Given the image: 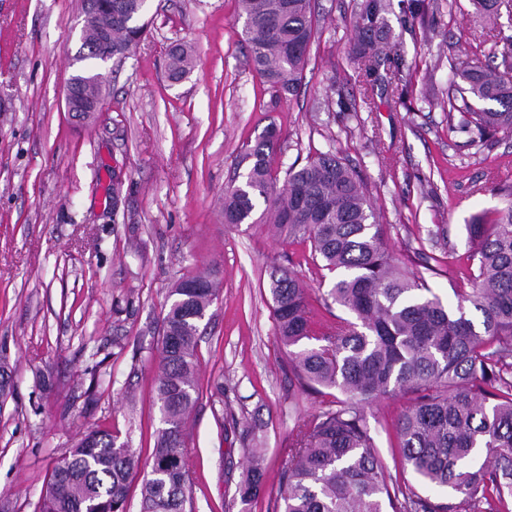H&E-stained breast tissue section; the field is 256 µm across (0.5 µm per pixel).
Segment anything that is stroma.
<instances>
[{
	"label": "stroma",
	"instance_id": "stroma-1",
	"mask_svg": "<svg viewBox=\"0 0 512 512\" xmlns=\"http://www.w3.org/2000/svg\"><path fill=\"white\" fill-rule=\"evenodd\" d=\"M357 0H312L315 36L294 95L275 97L255 72L237 0H149L150 25L122 63H106V107L82 123L64 89L79 47L80 0H0V512H37L53 463L93 429L137 451L126 512H141L163 426L157 342L171 292L207 273L219 284L199 324L197 394L187 422L189 512H279L298 419L330 398L288 367L267 289L293 271L319 314L334 277L310 241L268 224H228L224 190L243 181L239 156L280 133L277 178L333 152L362 182L392 252L455 306L471 263L464 229L505 207L512 133L473 139L448 120L451 67L502 62L512 22L490 24L471 0H391L398 79L372 78L354 52ZM190 45L181 82L166 55ZM343 106H335V99ZM412 395L368 411L388 473L404 469L397 419ZM266 451L264 492L241 505L242 434Z\"/></svg>",
	"mask_w": 512,
	"mask_h": 512
}]
</instances>
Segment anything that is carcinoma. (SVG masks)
I'll return each mask as SVG.
<instances>
[{
	"label": "carcinoma",
	"mask_w": 512,
	"mask_h": 512,
	"mask_svg": "<svg viewBox=\"0 0 512 512\" xmlns=\"http://www.w3.org/2000/svg\"><path fill=\"white\" fill-rule=\"evenodd\" d=\"M244 36L256 72L275 96L291 95L302 80L314 37L311 0H239ZM476 13L512 17V0H473ZM389 0H361L356 13L355 53L361 70L375 74L386 63L380 45L391 35ZM147 0H112L86 34L98 53L112 43L122 59L140 42ZM168 77L181 80L194 67L186 44L170 47ZM391 75L400 62L388 61ZM484 107L477 108L475 103ZM448 120L482 139L512 132V74L478 66L452 71ZM279 147L273 126L246 147L244 182L224 192L226 224H272L311 242L324 269L336 274L332 302L351 318L311 316L306 288L293 272L275 268L268 291L288 361L298 381L320 393L342 395L330 407L297 422L292 433L281 512H509L512 499V202L466 225L474 245L470 288L456 294L451 309L430 291L424 276L401 266L376 223L362 183L332 152L291 166L278 187L271 158ZM265 209L252 219L254 201ZM200 287H175L163 317L158 350L157 400L164 428L153 456V474L142 486V512H186L189 465L185 416L196 393L199 322L216 288L205 276ZM483 315L482 330L466 318L465 304ZM414 402L397 421L401 462L416 481L446 489L433 501L411 485L386 477L368 424L367 408L404 393ZM136 451L108 430L83 434L56 463L38 512H126ZM264 454L249 449L238 485L244 505L263 490Z\"/></svg>",
	"instance_id": "carcinoma-1"
}]
</instances>
